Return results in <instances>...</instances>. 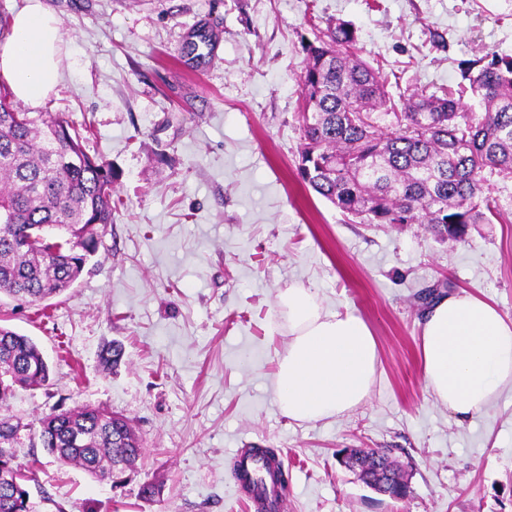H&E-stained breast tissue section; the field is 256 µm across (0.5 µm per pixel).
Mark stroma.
Wrapping results in <instances>:
<instances>
[{
  "mask_svg": "<svg viewBox=\"0 0 512 512\" xmlns=\"http://www.w3.org/2000/svg\"><path fill=\"white\" fill-rule=\"evenodd\" d=\"M44 2L64 61L33 109L92 120L115 206L72 288L38 304L0 296V321L50 366L48 386L16 389L0 417L102 407L142 449L115 486L21 431L13 454L34 473L36 512H254L231 477L245 448L284 457L287 512H512V385L457 424L418 352L425 290L479 295L512 320V178H489L503 222L442 242L422 224L349 223L296 170L313 27L352 23L391 95L437 94L465 62L512 55V0ZM201 28L219 39L199 59L187 42ZM294 284L363 317L377 341L370 399L337 419L297 423L275 400L288 341L276 301ZM112 344L124 355L107 370ZM345 448L390 449L408 495L366 487Z\"/></svg>",
  "mask_w": 512,
  "mask_h": 512,
  "instance_id": "obj_1",
  "label": "stroma"
}]
</instances>
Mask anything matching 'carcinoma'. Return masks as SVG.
<instances>
[{
    "label": "carcinoma",
    "mask_w": 512,
    "mask_h": 512,
    "mask_svg": "<svg viewBox=\"0 0 512 512\" xmlns=\"http://www.w3.org/2000/svg\"><path fill=\"white\" fill-rule=\"evenodd\" d=\"M353 25L338 20L305 44L299 78L303 145L298 174L363 224H427L463 241L500 218L486 174L512 176V56L490 52L468 86L394 100L387 81L357 57ZM91 123L21 109L0 83V294L41 302L72 287L112 223V166L88 147ZM50 368L29 336L0 326V405L15 386L38 389ZM91 477L116 483L140 455L129 422L100 407L51 413L38 425L0 418V512H33L32 470L6 453L22 430ZM372 466L388 448H360Z\"/></svg>",
    "instance_id": "1"
}]
</instances>
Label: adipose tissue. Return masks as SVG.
<instances>
[{
    "instance_id": "ef3b65f1",
    "label": "adipose tissue",
    "mask_w": 512,
    "mask_h": 512,
    "mask_svg": "<svg viewBox=\"0 0 512 512\" xmlns=\"http://www.w3.org/2000/svg\"><path fill=\"white\" fill-rule=\"evenodd\" d=\"M10 44L0 49L16 99L46 97L61 77L63 34L43 0H26ZM277 307L288 343L273 378L278 407L298 422L338 418L363 404L380 360L366 322L351 311L326 310L311 289L280 291ZM419 358L427 392L457 422L472 420L512 385V321L485 299L448 295L427 309Z\"/></svg>"
}]
</instances>
